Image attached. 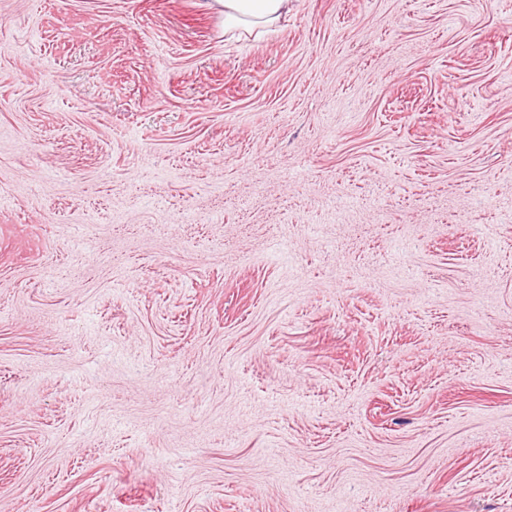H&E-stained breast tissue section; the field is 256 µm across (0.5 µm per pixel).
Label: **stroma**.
<instances>
[{"label": "stroma", "instance_id": "35a3bbf8", "mask_svg": "<svg viewBox=\"0 0 512 512\" xmlns=\"http://www.w3.org/2000/svg\"><path fill=\"white\" fill-rule=\"evenodd\" d=\"M0 512H512V0H0ZM203 5L224 17L225 33L249 32L286 19L293 0H204Z\"/></svg>", "mask_w": 512, "mask_h": 512}]
</instances>
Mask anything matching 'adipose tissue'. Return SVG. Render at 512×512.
<instances>
[{"mask_svg": "<svg viewBox=\"0 0 512 512\" xmlns=\"http://www.w3.org/2000/svg\"><path fill=\"white\" fill-rule=\"evenodd\" d=\"M204 4L223 16L225 31L247 32L286 19L293 0H204Z\"/></svg>", "mask_w": 512, "mask_h": 512, "instance_id": "adipose-tissue-1", "label": "adipose tissue"}]
</instances>
